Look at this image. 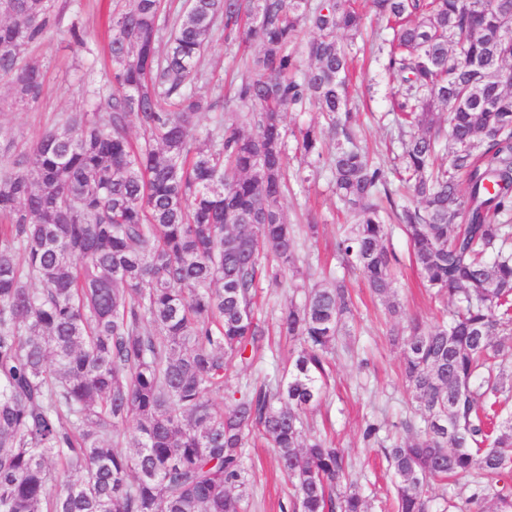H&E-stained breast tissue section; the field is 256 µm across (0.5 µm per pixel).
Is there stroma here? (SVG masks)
Returning a JSON list of instances; mask_svg holds the SVG:
<instances>
[{
    "instance_id": "obj_1",
    "label": "stroma",
    "mask_w": 512,
    "mask_h": 512,
    "mask_svg": "<svg viewBox=\"0 0 512 512\" xmlns=\"http://www.w3.org/2000/svg\"><path fill=\"white\" fill-rule=\"evenodd\" d=\"M127 0H50L59 24L41 42L32 44L31 55L43 65V87L39 101L25 108L10 107L11 89L0 82V128L14 140L13 159L25 157L40 135L64 124L76 112H94L96 104L112 92L111 68L107 57L108 18ZM79 30L83 44H75L71 30ZM248 54L223 36H215L202 61L205 77L201 92L213 99L231 96V82L246 68ZM350 97L358 114L357 141L385 169H392L391 156L398 152L397 129L389 111L391 84L378 63L367 65L353 77ZM313 106L291 109L284 116L287 133L288 189L282 200L287 221L298 241V270L284 272L278 281L262 280L258 287L257 318L267 331L266 346L254 367L231 364L224 379L225 392L244 388L268 376L286 381L297 355L298 343L279 338L277 319L282 308L301 304L314 285L338 277L350 287L354 309L332 354L331 374L322 404L304 417V437L324 434L343 448L355 490L367 512H394L395 477L384 457V447L407 439L406 420L415 416L416 403L400 375L403 353L390 340L395 324L418 319L430 330L446 317L448 300L436 298L423 287L410 258L408 243L400 230L389 241L397 261L393 268L395 297L401 306L399 318H391L385 304L374 298L355 272L344 269L335 255L337 239L354 224L355 218L333 192L328 162L311 163L296 150L299 129L322 124ZM318 226L316 236L306 234L308 223ZM381 424L378 441L364 438L367 424ZM245 463L252 485L242 512H280L287 501L289 485L279 473L272 448L264 443L245 448ZM470 479L427 489L430 512H493V500L469 503Z\"/></svg>"
}]
</instances>
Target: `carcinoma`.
<instances>
[{"label": "carcinoma", "instance_id": "obj_1", "mask_svg": "<svg viewBox=\"0 0 512 512\" xmlns=\"http://www.w3.org/2000/svg\"><path fill=\"white\" fill-rule=\"evenodd\" d=\"M400 128L399 182L356 143L342 36L364 16L352 0H191L156 39L162 0L112 14V84L104 115L70 118L9 162L0 133V512H240L254 435L276 451L292 512H367L341 489L344 450L302 438L328 356L352 314L343 281L314 286L279 317L300 351L285 383L231 393L224 376L253 363L265 340L257 288L296 268L283 119L312 103L336 140L335 192L355 224L336 243L371 292L393 293L385 216L401 224L426 286L455 306L429 331H393L417 403L413 437L384 449L398 512H429L424 488L473 479L512 512V0H370ZM48 0H0V79L14 103L42 92L26 56L55 27ZM315 37L302 80L297 39ZM222 31L260 50L223 107H251L254 132L199 134L216 107L199 95L202 58ZM448 110L441 120L438 109ZM136 120L143 140L129 135ZM319 162L323 129L295 134ZM448 146V164L438 163ZM270 253L278 265L263 266ZM133 427V452L114 450ZM62 484L52 493L49 485Z\"/></svg>", "mask_w": 512, "mask_h": 512}]
</instances>
